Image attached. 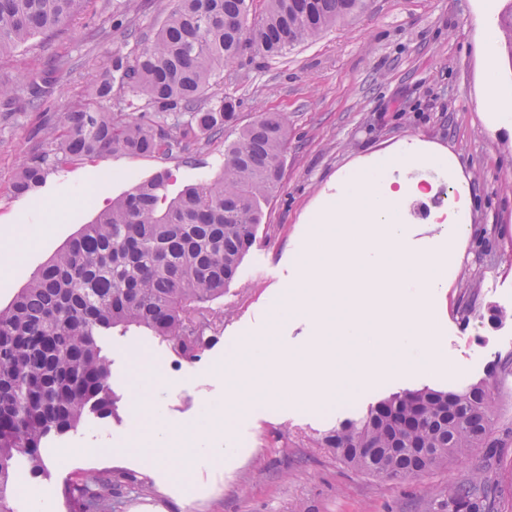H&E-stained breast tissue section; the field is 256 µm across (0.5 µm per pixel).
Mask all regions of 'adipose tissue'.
Listing matches in <instances>:
<instances>
[{
    "label": "adipose tissue",
    "mask_w": 512,
    "mask_h": 512,
    "mask_svg": "<svg viewBox=\"0 0 512 512\" xmlns=\"http://www.w3.org/2000/svg\"><path fill=\"white\" fill-rule=\"evenodd\" d=\"M156 387L150 375L139 377L133 394L136 425L131 440L140 453L148 455L156 463L174 466L185 458L187 451L180 444L176 429L166 424L154 403Z\"/></svg>",
    "instance_id": "ef3b65f1"
}]
</instances>
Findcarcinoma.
I'll use <instances>...</instances> for the list:
<instances>
[{"label":"carcinoma","instance_id":"1","mask_svg":"<svg viewBox=\"0 0 512 512\" xmlns=\"http://www.w3.org/2000/svg\"><path fill=\"white\" fill-rule=\"evenodd\" d=\"M86 0H0V53L72 19ZM177 0L162 28L131 58L114 55L95 87L99 108L77 106L45 127L40 148L19 165L18 195L51 172L106 153L171 156L236 132L224 146V173L167 201L159 173L112 200L0 307V512H12L14 464L46 469L51 435L76 432L92 413L115 414L111 360L100 337L139 328L175 356L201 357L212 337L200 327L224 320V288L255 243L262 204L280 187L288 120L261 112L239 125L236 102L208 88L218 71L253 48L277 57L354 17L366 0ZM144 101L124 114V92ZM502 396L484 382L459 392L396 393L317 438L346 464L382 479H405L497 448ZM150 492L120 470L78 472L64 496L69 512H114L120 491ZM498 482L477 474L448 486V512H503Z\"/></svg>","mask_w":512,"mask_h":512}]
</instances>
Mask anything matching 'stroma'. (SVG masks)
<instances>
[{
	"label": "stroma",
	"instance_id": "stroma-1",
	"mask_svg": "<svg viewBox=\"0 0 512 512\" xmlns=\"http://www.w3.org/2000/svg\"><path fill=\"white\" fill-rule=\"evenodd\" d=\"M169 6V0H89L54 34L0 56V74L16 81L10 105L0 106V238L19 248L17 258L0 261V305L81 225L137 183L170 172L168 195L174 198L222 172L224 142L218 139L173 156L105 154L51 173L36 193L12 190L45 120L60 122L77 104L100 106L94 94L99 65L115 54L136 53L161 28ZM511 6L512 0H367L357 17L283 57L248 51L225 67L212 94L236 99L244 125L261 112L284 114L290 139L283 178L263 207L256 242L224 290V326L193 362L136 330L104 337L118 419L92 416L79 431L52 441L43 451L48 475L35 477L19 467L16 480L24 490L13 497L14 512H67L63 489L70 476L111 467L152 487L146 495L124 493L118 512H445L442 492L485 471L512 492L511 408L497 415L501 448L491 454L473 449L415 478L380 479L314 445L325 431L365 416L390 394L461 390L491 380V365L512 357V125L495 124L481 110L485 52L493 53L498 79L509 87L512 57L504 43L488 50L480 37L481 26L498 24ZM57 61L63 67L52 93L31 101L17 75L47 72ZM413 138L447 150L463 182L450 184L438 171L406 173L407 181L435 186L405 210L411 250L447 242L448 227L437 218L440 194L454 198L466 188L473 197L456 233L461 258L448 266L447 286L434 299L447 369L343 395L322 412L254 403L249 416L188 453L182 478L131 448V395L139 372L158 380L164 420L188 429L224 401L225 349L266 334L277 350H304L316 334L315 321L302 311L282 320L274 312L300 285L302 250L319 230L309 219L311 209L335 196L337 172ZM500 311L505 319H497ZM68 448L73 454L62 460Z\"/></svg>",
	"mask_w": 512,
	"mask_h": 512
}]
</instances>
